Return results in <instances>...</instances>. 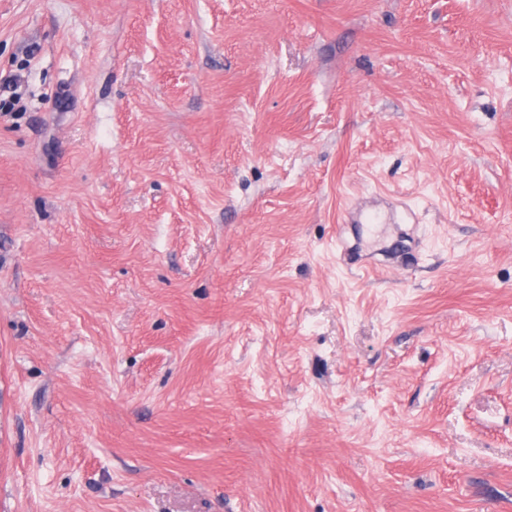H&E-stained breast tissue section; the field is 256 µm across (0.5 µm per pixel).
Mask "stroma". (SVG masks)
Returning <instances> with one entry per match:
<instances>
[{
    "label": "stroma",
    "mask_w": 512,
    "mask_h": 512,
    "mask_svg": "<svg viewBox=\"0 0 512 512\" xmlns=\"http://www.w3.org/2000/svg\"><path fill=\"white\" fill-rule=\"evenodd\" d=\"M0 512H512V0H0Z\"/></svg>",
    "instance_id": "35a3bbf8"
}]
</instances>
